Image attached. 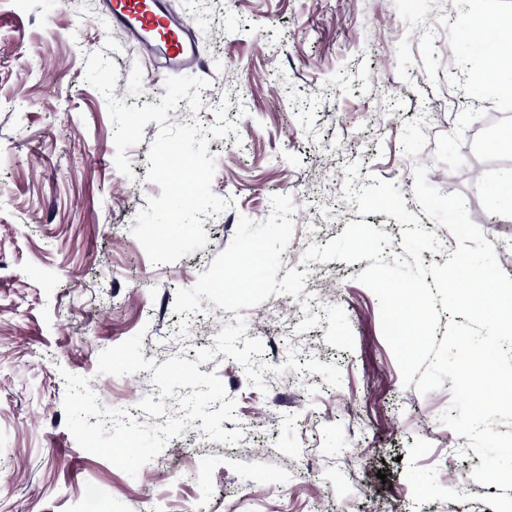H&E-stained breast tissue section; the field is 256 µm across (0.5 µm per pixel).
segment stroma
<instances>
[{"mask_svg": "<svg viewBox=\"0 0 512 512\" xmlns=\"http://www.w3.org/2000/svg\"><path fill=\"white\" fill-rule=\"evenodd\" d=\"M448 0H170L192 26L208 80L196 118L215 122L228 98L238 130L211 139V188L229 209L205 218L209 242L179 261L152 264L131 229L149 197L147 156L159 126L127 149L131 175L115 165L104 96L85 83L91 52L118 67L114 89L126 105L159 104L165 72L108 24L100 0H0V512H488L496 485L473 481L481 460L466 437L440 422L448 388L420 394L402 384L386 343L380 307L358 282L367 261L302 262L351 222L393 238L402 227L383 213L359 215L343 198L344 168L359 164L354 188L371 178L395 182L409 212L435 232L444 264L457 248L422 212L413 169L443 194L464 199L471 220L512 277V219L487 190L512 154L497 149L512 132V89L472 90L486 63L452 20ZM293 206V237L283 269L306 272L299 296H270L243 309L248 338H261L265 389L240 364L218 355L200 364L217 373L253 421L238 445L207 441L186 428L163 450L162 468L130 477L83 450L65 425L61 370L89 377L99 406L125 408L137 422L180 417L139 409L159 395L150 371L97 375L103 349L143 333L144 359L196 360L200 348L237 314L202 301L201 312L173 311L175 292L192 286L230 243L240 217L265 220L271 198ZM342 371L340 387L318 373L276 375L290 348ZM237 421H223L232 431ZM360 434H351L349 423ZM432 445L420 466L453 457L468 502L417 506L404 458L416 439Z\"/></svg>", "mask_w": 512, "mask_h": 512, "instance_id": "35a3bbf8", "label": "stroma"}]
</instances>
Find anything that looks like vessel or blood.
I'll use <instances>...</instances> for the list:
<instances>
[{"instance_id":"1","label":"vessel or blood","mask_w":512,"mask_h":512,"mask_svg":"<svg viewBox=\"0 0 512 512\" xmlns=\"http://www.w3.org/2000/svg\"><path fill=\"white\" fill-rule=\"evenodd\" d=\"M105 5L106 20L123 28L165 68L180 71L201 65L191 28L171 13L168 0H105Z\"/></svg>"}]
</instances>
